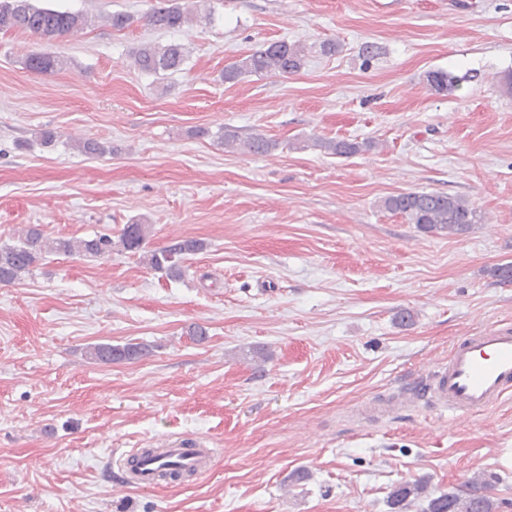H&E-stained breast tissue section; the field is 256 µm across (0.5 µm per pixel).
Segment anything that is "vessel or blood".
Segmentation results:
<instances>
[{"label":"vessel or blood","mask_w":512,"mask_h":512,"mask_svg":"<svg viewBox=\"0 0 512 512\" xmlns=\"http://www.w3.org/2000/svg\"><path fill=\"white\" fill-rule=\"evenodd\" d=\"M429 392L451 415L478 413L498 404L512 392V329L490 325L461 337L447 362L435 371ZM164 455L196 475L213 466L210 448L181 446L165 449ZM119 469L127 483L151 487L158 482L155 460L141 456L139 450L122 455Z\"/></svg>","instance_id":"vessel-or-blood-1"}]
</instances>
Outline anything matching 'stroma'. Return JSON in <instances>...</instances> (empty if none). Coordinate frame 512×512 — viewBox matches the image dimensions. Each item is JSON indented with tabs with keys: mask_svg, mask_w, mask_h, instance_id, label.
<instances>
[{
	"mask_svg": "<svg viewBox=\"0 0 512 512\" xmlns=\"http://www.w3.org/2000/svg\"><path fill=\"white\" fill-rule=\"evenodd\" d=\"M48 2L93 24L48 48L0 32V243L142 221L151 247L204 248L179 280L116 251L49 254L0 285V512H390L405 482L426 492L406 512L468 486L512 512V395L452 417L422 397L356 412L429 382L465 331L512 326V284L491 274L512 263V0H182L199 17L173 32L145 24L157 0ZM115 12L133 24L113 30ZM276 40L310 47L301 72L223 81ZM150 41L181 44L184 71L141 73ZM46 48L68 66L28 71ZM441 69L460 86L431 88ZM227 127L278 146L226 152ZM88 138L111 153L83 155ZM316 138L375 147L343 158ZM408 191L467 197L483 220L422 232L381 206ZM127 342L152 353L86 357ZM190 440L215 451L205 475L115 474L126 451ZM153 350L152 345L139 342H127L123 345L99 343L90 346L87 356L99 364L132 362L148 356Z\"/></svg>",
	"mask_w": 512,
	"mask_h": 512,
	"instance_id": "stroma-1",
	"label": "stroma"
}]
</instances>
